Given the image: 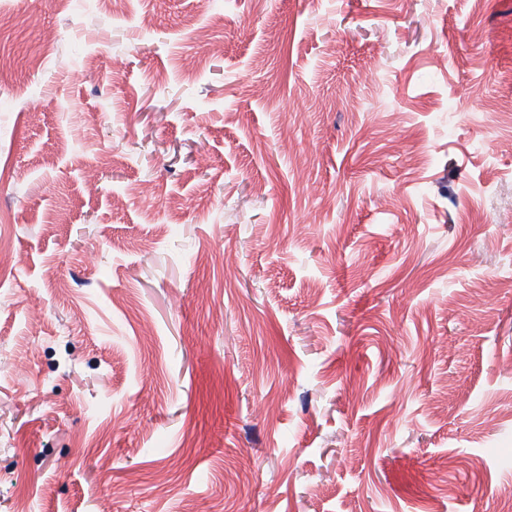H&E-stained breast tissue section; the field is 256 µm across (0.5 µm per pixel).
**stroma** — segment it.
Instances as JSON below:
<instances>
[{
  "label": "stroma",
  "mask_w": 512,
  "mask_h": 512,
  "mask_svg": "<svg viewBox=\"0 0 512 512\" xmlns=\"http://www.w3.org/2000/svg\"><path fill=\"white\" fill-rule=\"evenodd\" d=\"M0 7V512H501L512 0Z\"/></svg>",
  "instance_id": "stroma-1"
}]
</instances>
